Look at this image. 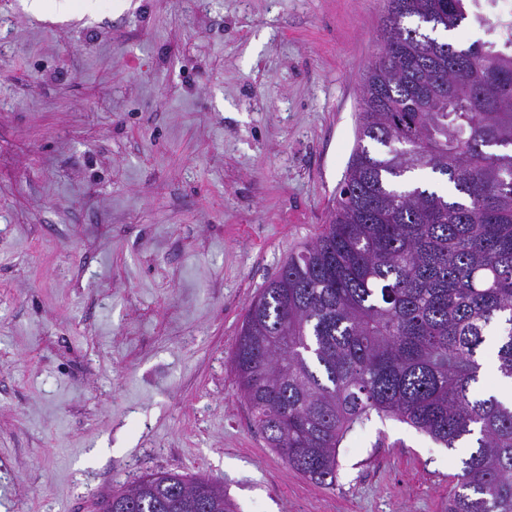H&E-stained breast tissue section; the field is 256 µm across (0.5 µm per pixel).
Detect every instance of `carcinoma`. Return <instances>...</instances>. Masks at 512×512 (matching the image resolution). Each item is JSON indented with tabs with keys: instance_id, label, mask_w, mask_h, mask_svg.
<instances>
[{
	"instance_id": "carcinoma-1",
	"label": "carcinoma",
	"mask_w": 512,
	"mask_h": 512,
	"mask_svg": "<svg viewBox=\"0 0 512 512\" xmlns=\"http://www.w3.org/2000/svg\"><path fill=\"white\" fill-rule=\"evenodd\" d=\"M480 2L386 0L331 220L250 304L232 356L254 425L316 484L375 416L471 443L448 512H512V404L478 392L492 324L512 379V21L495 41L431 36L486 23ZM426 169L455 197L413 181ZM107 507L235 512L210 480L163 472Z\"/></svg>"
}]
</instances>
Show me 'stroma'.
<instances>
[{
  "label": "stroma",
  "instance_id": "stroma-1",
  "mask_svg": "<svg viewBox=\"0 0 512 512\" xmlns=\"http://www.w3.org/2000/svg\"><path fill=\"white\" fill-rule=\"evenodd\" d=\"M0 6V512H95L148 472L237 512H446L467 451L373 420L289 468L232 368L328 223L383 0Z\"/></svg>",
  "mask_w": 512,
  "mask_h": 512
}]
</instances>
